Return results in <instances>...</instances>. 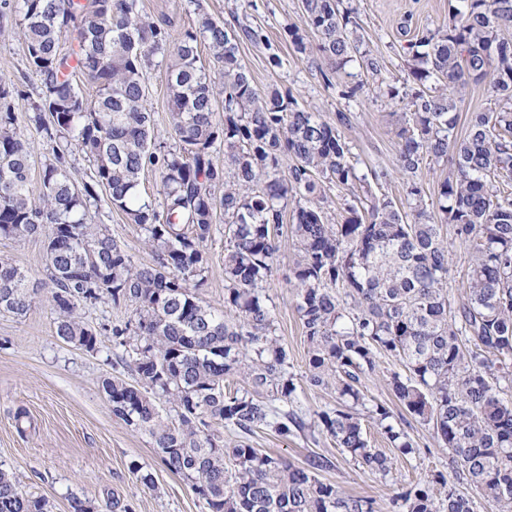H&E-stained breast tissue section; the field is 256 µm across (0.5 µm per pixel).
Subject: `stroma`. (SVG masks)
I'll list each match as a JSON object with an SVG mask.
<instances>
[{"label": "stroma", "mask_w": 512, "mask_h": 512, "mask_svg": "<svg viewBox=\"0 0 512 512\" xmlns=\"http://www.w3.org/2000/svg\"><path fill=\"white\" fill-rule=\"evenodd\" d=\"M356 17V34L364 49L383 57L388 73L385 82L368 76L358 64L329 73L325 60L294 51L289 28L298 29L305 40L313 33L305 26L301 0H136V8L153 20L166 24L172 36L197 28L201 16L232 25H249L262 31V41L240 46L242 64L250 71L259 92L276 89L290 93L299 106L335 121L337 113L350 116L342 135L351 159L362 172L385 167L392 176L381 191L398 204L406 202V180L397 174L398 114L401 104L386 93L387 84L403 86L410 70L407 36L440 28L448 20V0H343ZM410 33V34H411ZM280 64L271 67L270 56ZM146 107L152 112L160 139H167L169 104L166 65L154 63L147 71ZM0 85L9 89L17 116L18 133L34 147L36 165L52 154L31 121L34 103L43 96L40 77L30 68L15 16L0 8ZM97 223L107 225L118 242L136 261L147 263L151 253L137 225L124 215L100 205ZM284 260L274 272L266 294L275 310L276 334L288 352L295 374H303L308 345L296 311V291L288 284L289 267L295 254L289 225L278 237ZM208 284L201 297L210 306H224V233L216 231L207 245ZM0 255L12 259L31 281L45 278V239L0 237ZM112 338H100L98 351L89 352L64 343L54 332V313L47 292H40L25 316L0 311V466L13 474L20 488L44 497L50 512H69V500L77 496L94 505L111 501L129 506L132 512H206L190 484L172 473L162 462L148 436L133 430L113 415L101 388L103 378L125 373V366L111 364ZM399 362L381 358L367 376L363 391L368 404L379 403L401 416L387 377L400 370ZM22 422H15L18 410ZM373 447L383 451L391 472L382 477L359 469L348 454L321 432H305L283 439L267 430L252 437L254 447L274 457H284L298 466L320 455L330 460L323 481L343 492L373 498L380 512H390L392 499L423 482L435 471H447L448 451L440 447L428 427L408 421L406 429L415 442L416 454L402 455L392 448L373 422L365 424ZM152 475L155 487L147 489L132 465Z\"/></svg>", "instance_id": "35a3bbf8"}]
</instances>
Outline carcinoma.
Instances as JSON below:
<instances>
[{"instance_id":"carcinoma-1","label":"carcinoma","mask_w":512,"mask_h":512,"mask_svg":"<svg viewBox=\"0 0 512 512\" xmlns=\"http://www.w3.org/2000/svg\"><path fill=\"white\" fill-rule=\"evenodd\" d=\"M448 24L409 42L410 85L387 84L403 104L398 169L408 176V207L372 191L391 177L362 173L341 128L274 90L258 94L239 44L261 31L209 17L172 37L135 10V0H14L30 67L45 91L31 120L54 161L33 193L34 157L16 132L9 91L0 86V237L46 238L47 281L32 282L0 258V310L23 316L46 288L64 342L97 349L98 334L80 305L101 299L133 318L103 330L138 381L102 380L112 413L147 434L165 466L184 477L208 512H377L368 497L319 479L331 461L314 455L299 467L251 445L264 429L284 439L312 428L329 435L358 468L385 475L388 458L370 445L369 418L404 455L413 440L389 409L366 408L362 380L380 355L398 361L389 386L400 404L448 449L457 482L441 471L391 501L392 512H473L472 493L492 512H512V111L473 112L455 133L463 92L481 84L512 101V0H448ZM304 24L288 37L302 54L336 71L356 60L374 79L382 58L361 50L355 21L340 0H302ZM76 47L66 54L62 43ZM206 43L224 82L200 63ZM167 68L172 143L156 140L145 108V69ZM96 87L84 97L73 75ZM222 105L224 119L216 117ZM222 146L224 159L217 158ZM79 151L92 181L71 179L66 156ZM295 163L281 177L282 158ZM448 165L437 199L427 202L418 173L427 159ZM160 176L162 202L141 196L145 169ZM325 181L349 190L341 222H327ZM143 230L151 262L138 263L92 222L101 197ZM296 258L288 283L308 342L305 381L336 392V405L307 422L288 356L276 337L266 284L280 262L277 240L287 209ZM224 213V308L199 297L207 284L206 244ZM465 244L464 291L448 297L452 253L441 231ZM239 374L245 388L224 387ZM235 434L224 444L222 428ZM445 488L435 500L432 486ZM0 512H49L46 499L20 489L0 469Z\"/></svg>"}]
</instances>
